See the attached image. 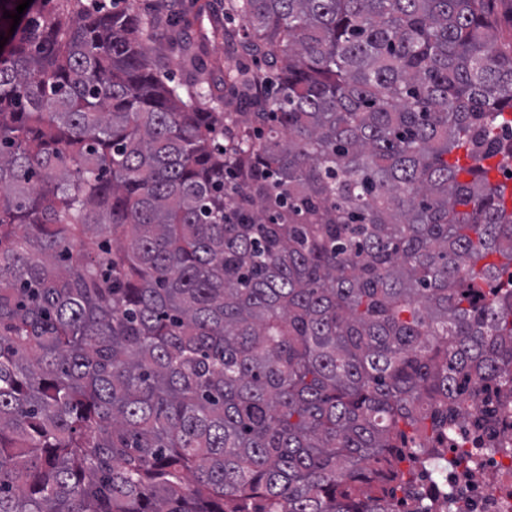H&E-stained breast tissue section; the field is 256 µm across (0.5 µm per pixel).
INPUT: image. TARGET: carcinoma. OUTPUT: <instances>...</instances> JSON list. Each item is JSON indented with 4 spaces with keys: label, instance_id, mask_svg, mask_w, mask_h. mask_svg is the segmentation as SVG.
Masks as SVG:
<instances>
[{
    "label": "carcinoma",
    "instance_id": "cac0c4a2",
    "mask_svg": "<svg viewBox=\"0 0 512 512\" xmlns=\"http://www.w3.org/2000/svg\"><path fill=\"white\" fill-rule=\"evenodd\" d=\"M495 2L0 0V512H396L512 408ZM241 43L234 46H224V40L217 39L210 45V53L213 56L220 57L223 64L225 61L226 66L229 68H236L241 65L253 66L256 62L254 57L248 55L241 48Z\"/></svg>",
    "mask_w": 512,
    "mask_h": 512
}]
</instances>
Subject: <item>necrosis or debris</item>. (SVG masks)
<instances>
[{"mask_svg":"<svg viewBox=\"0 0 512 512\" xmlns=\"http://www.w3.org/2000/svg\"><path fill=\"white\" fill-rule=\"evenodd\" d=\"M494 441L503 451H491ZM414 484V498L428 499L433 512H512V417L491 435L475 418L456 420L442 461L418 471Z\"/></svg>","mask_w":512,"mask_h":512,"instance_id":"obj_1","label":"necrosis or debris"}]
</instances>
